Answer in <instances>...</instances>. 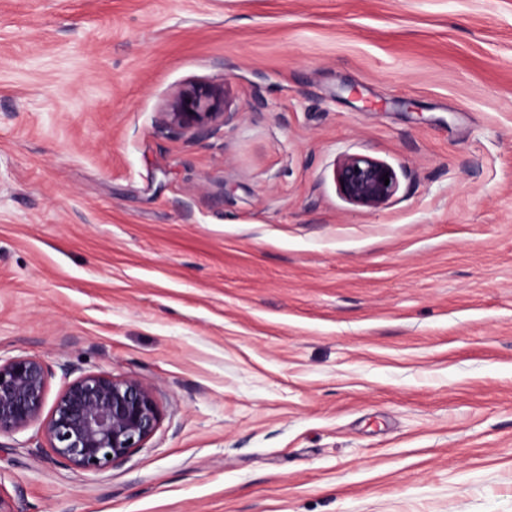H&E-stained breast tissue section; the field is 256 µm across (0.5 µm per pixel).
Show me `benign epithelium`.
<instances>
[{
    "mask_svg": "<svg viewBox=\"0 0 512 512\" xmlns=\"http://www.w3.org/2000/svg\"><path fill=\"white\" fill-rule=\"evenodd\" d=\"M239 114L227 84L194 83L167 104L164 126L172 133L201 134L229 124ZM334 180L345 200L367 209L385 206L399 186L394 167L368 155L343 157L334 168ZM48 377L39 359L0 361V436L36 426L61 462L101 472L125 461L158 428L161 413L153 389L107 373L69 382L46 416Z\"/></svg>",
    "mask_w": 512,
    "mask_h": 512,
    "instance_id": "1",
    "label": "benign epithelium"
}]
</instances>
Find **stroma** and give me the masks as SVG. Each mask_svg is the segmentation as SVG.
I'll return each mask as SVG.
<instances>
[{
    "label": "stroma",
    "instance_id": "stroma-1",
    "mask_svg": "<svg viewBox=\"0 0 512 512\" xmlns=\"http://www.w3.org/2000/svg\"><path fill=\"white\" fill-rule=\"evenodd\" d=\"M198 82L241 113L171 136ZM20 355L161 420L98 473L0 437L17 512H512V0H0ZM384 175L389 184H384ZM334 180L339 193L349 203L379 209L396 194L399 179L393 166L368 155H347L334 168Z\"/></svg>",
    "mask_w": 512,
    "mask_h": 512
}]
</instances>
